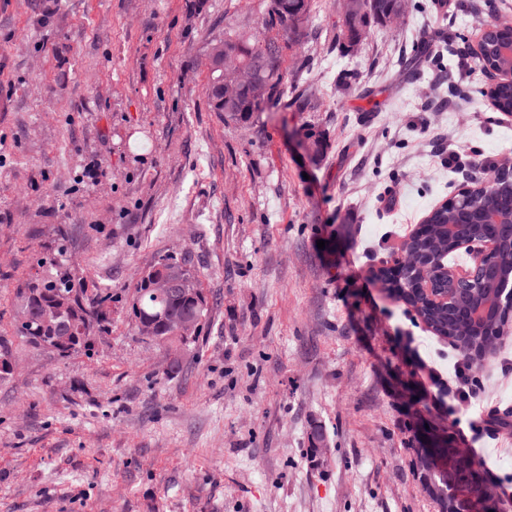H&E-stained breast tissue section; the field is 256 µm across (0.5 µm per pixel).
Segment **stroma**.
<instances>
[{
	"label": "stroma",
	"instance_id": "obj_1",
	"mask_svg": "<svg viewBox=\"0 0 512 512\" xmlns=\"http://www.w3.org/2000/svg\"><path fill=\"white\" fill-rule=\"evenodd\" d=\"M193 2L0 0V331L57 225L70 262L112 291L93 356L13 340L0 512H436L421 414L479 453L512 512V433L483 422L512 409V321L460 404L430 378L452 376L458 351L373 277L482 179L475 162L512 155L475 59L512 0H408L354 54L342 0H312L283 98L245 125L210 111L206 57L227 27L261 26L267 0ZM167 255L190 259L208 319L158 345L128 309Z\"/></svg>",
	"mask_w": 512,
	"mask_h": 512
}]
</instances>
